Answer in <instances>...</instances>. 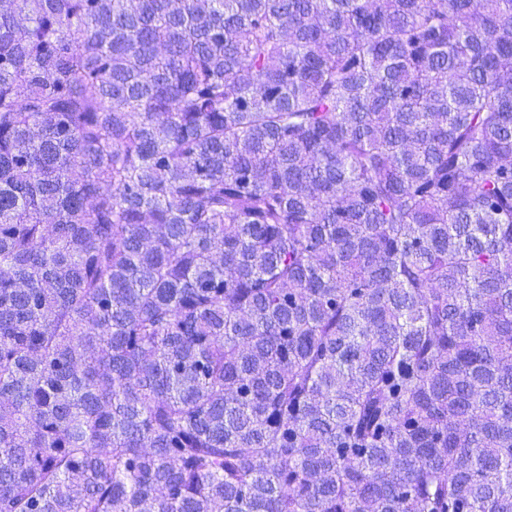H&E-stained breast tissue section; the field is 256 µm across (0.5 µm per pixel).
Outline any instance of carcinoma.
<instances>
[{
	"label": "carcinoma",
	"mask_w": 512,
	"mask_h": 512,
	"mask_svg": "<svg viewBox=\"0 0 512 512\" xmlns=\"http://www.w3.org/2000/svg\"><path fill=\"white\" fill-rule=\"evenodd\" d=\"M0 0V512H512V0Z\"/></svg>",
	"instance_id": "cac0c4a2"
}]
</instances>
